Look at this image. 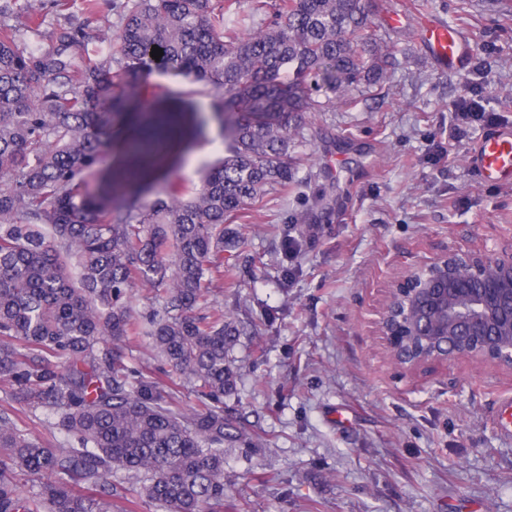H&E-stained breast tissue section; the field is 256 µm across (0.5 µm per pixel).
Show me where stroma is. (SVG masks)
<instances>
[{"mask_svg": "<svg viewBox=\"0 0 512 512\" xmlns=\"http://www.w3.org/2000/svg\"><path fill=\"white\" fill-rule=\"evenodd\" d=\"M368 3L395 64L378 87L348 98L318 92L321 109L302 116L293 179L242 211L234 226L243 241L225 253L224 280L200 308H224L241 331L224 413L255 439L225 453L224 512H512V433L498 424L512 370L459 359L411 371L375 331L388 286L413 266L512 242V185L486 181L473 160L483 137L512 126V0ZM422 15L469 37L465 72L427 54ZM8 22L36 49L66 22L104 36L121 26L113 0H15ZM470 89L497 121L467 125L456 142L451 105ZM211 99L205 86L155 68L126 103L189 120ZM205 146L194 139L166 184L197 182L190 156L218 158ZM166 184L141 191L140 203L163 197ZM124 353L177 408L197 407L149 338ZM1 406L31 438L64 444L44 408L0 381Z\"/></svg>", "mask_w": 512, "mask_h": 512, "instance_id": "obj_1", "label": "stroma"}]
</instances>
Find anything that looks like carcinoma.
Segmentation results:
<instances>
[{
	"mask_svg": "<svg viewBox=\"0 0 512 512\" xmlns=\"http://www.w3.org/2000/svg\"><path fill=\"white\" fill-rule=\"evenodd\" d=\"M116 38L82 25L55 29L30 50L0 24V379L58 417L65 444L47 448L0 410V512H111L112 479L143 477L160 512H223L224 448L251 432L224 415L229 352L240 330L216 308L199 315L241 243L229 224L247 204L288 185L302 112L383 79L365 0H279L266 29L241 37L226 0H125ZM163 49L165 72L211 88L209 115L227 155L168 199L135 205L119 185L88 189L103 130L124 92ZM143 138L116 140L120 161L159 168L177 133L173 115L143 112ZM164 287L141 319L126 304L135 282ZM146 334L193 385L198 408L167 405L160 382L123 363L119 343ZM22 474L39 478L27 486ZM91 495L76 492L73 482Z\"/></svg>",
	"mask_w": 512,
	"mask_h": 512,
	"instance_id": "carcinoma-1",
	"label": "carcinoma"
}]
</instances>
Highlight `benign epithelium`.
Segmentation results:
<instances>
[{
	"label": "benign epithelium",
	"mask_w": 512,
	"mask_h": 512,
	"mask_svg": "<svg viewBox=\"0 0 512 512\" xmlns=\"http://www.w3.org/2000/svg\"><path fill=\"white\" fill-rule=\"evenodd\" d=\"M396 364L457 358L512 369V244L448 250L388 288L375 322Z\"/></svg>",
	"instance_id": "7a95c632"
}]
</instances>
